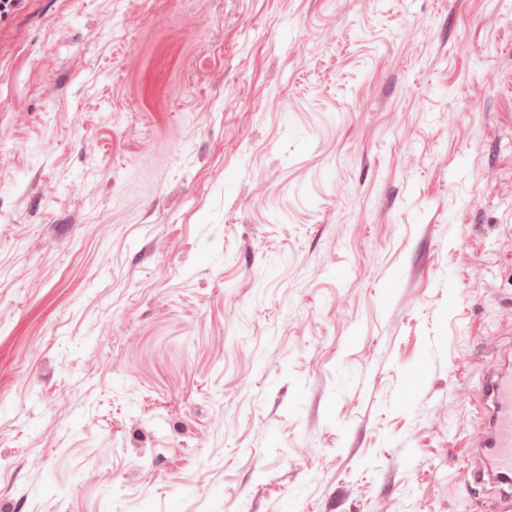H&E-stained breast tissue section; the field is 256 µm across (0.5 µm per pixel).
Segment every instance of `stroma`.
Listing matches in <instances>:
<instances>
[{
  "mask_svg": "<svg viewBox=\"0 0 512 512\" xmlns=\"http://www.w3.org/2000/svg\"><path fill=\"white\" fill-rule=\"evenodd\" d=\"M510 340L512 0L0 25V512H476Z\"/></svg>",
  "mask_w": 512,
  "mask_h": 512,
  "instance_id": "35a3bbf8",
  "label": "stroma"
}]
</instances>
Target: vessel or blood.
<instances>
[{
  "label": "vessel or blood",
  "mask_w": 512,
  "mask_h": 512,
  "mask_svg": "<svg viewBox=\"0 0 512 512\" xmlns=\"http://www.w3.org/2000/svg\"><path fill=\"white\" fill-rule=\"evenodd\" d=\"M476 402L477 460L469 470L467 488L482 497L490 512H512V347L490 357Z\"/></svg>",
  "instance_id": "b4317fda"
}]
</instances>
